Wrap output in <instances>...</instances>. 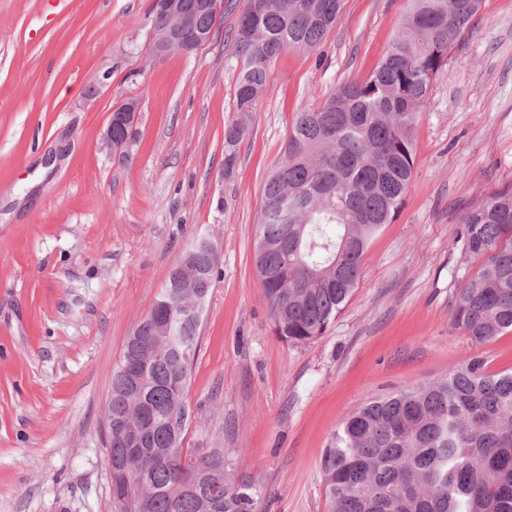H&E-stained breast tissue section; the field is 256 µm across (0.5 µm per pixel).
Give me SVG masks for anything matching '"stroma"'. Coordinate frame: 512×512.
<instances>
[{"label": "stroma", "mask_w": 512, "mask_h": 512, "mask_svg": "<svg viewBox=\"0 0 512 512\" xmlns=\"http://www.w3.org/2000/svg\"><path fill=\"white\" fill-rule=\"evenodd\" d=\"M152 0H0V512H113L103 407L127 337L196 238L218 246L185 396L190 448L229 451L257 512H329L324 448L368 398L473 355L512 369V332L450 323L462 215L512 185V0H483L433 80L414 175L343 312L305 345L274 332L254 263L262 188L295 112L364 80L407 0H345L314 51L287 50L229 176L236 119L224 0L208 43L152 59ZM138 98L132 160L100 152Z\"/></svg>", "instance_id": "35a3bbf8"}]
</instances>
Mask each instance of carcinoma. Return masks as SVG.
<instances>
[{"label":"carcinoma","instance_id":"1","mask_svg":"<svg viewBox=\"0 0 512 512\" xmlns=\"http://www.w3.org/2000/svg\"><path fill=\"white\" fill-rule=\"evenodd\" d=\"M482 0H410L373 72L296 113L263 187L255 264L277 336L306 344L345 309L373 239L393 222L414 171L413 133L434 77L469 32ZM344 0H245L234 34L239 119L224 132V174L286 50L312 51ZM130 118L116 115L125 140ZM336 232L329 233V227ZM464 271L451 326L477 344L512 332V187L461 219ZM217 257L185 254L128 337L112 375L114 512H255L257 488L234 477L222 448L185 447L167 433L184 401L201 324L170 313L209 295ZM320 468L330 512H512V370L473 357L448 374L372 397L343 421Z\"/></svg>","mask_w":512,"mask_h":512}]
</instances>
